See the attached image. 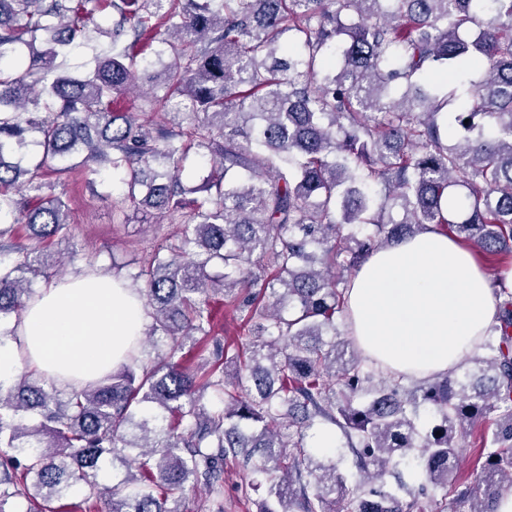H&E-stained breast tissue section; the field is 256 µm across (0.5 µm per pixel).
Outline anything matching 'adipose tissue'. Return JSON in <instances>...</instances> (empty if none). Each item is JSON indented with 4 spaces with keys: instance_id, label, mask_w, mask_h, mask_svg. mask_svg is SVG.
Listing matches in <instances>:
<instances>
[{
    "instance_id": "adipose-tissue-1",
    "label": "adipose tissue",
    "mask_w": 512,
    "mask_h": 512,
    "mask_svg": "<svg viewBox=\"0 0 512 512\" xmlns=\"http://www.w3.org/2000/svg\"><path fill=\"white\" fill-rule=\"evenodd\" d=\"M349 335L362 357L394 375L452 370L498 314L487 274L454 237L427 229L375 250L345 294ZM149 326L136 289L100 269L39 289L15 339L0 344V375L19 365L68 390L125 360Z\"/></svg>"
}]
</instances>
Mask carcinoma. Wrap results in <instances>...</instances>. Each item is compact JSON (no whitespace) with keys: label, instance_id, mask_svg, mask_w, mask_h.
I'll use <instances>...</instances> for the list:
<instances>
[{"label":"carcinoma","instance_id":"obj_1","mask_svg":"<svg viewBox=\"0 0 512 512\" xmlns=\"http://www.w3.org/2000/svg\"><path fill=\"white\" fill-rule=\"evenodd\" d=\"M106 8L107 44L90 70H70ZM140 80L152 112L189 100L173 113L188 129L156 137L112 109ZM31 131L38 161L6 160ZM192 147L212 160L199 185L181 181ZM105 164L128 175L116 212L136 200L165 218L203 197L178 247L136 276L148 345L65 393L34 373L0 378V512H57L76 490L109 512H180L200 484L208 512H224V464L239 460L252 475L242 497L265 488L258 512H494L512 492L504 278L485 353L410 386L375 379L336 329L376 248L431 226L512 254V0H0V224L21 212L13 188L35 203L26 242L0 248V325L20 322L27 275L70 224L46 173ZM215 285L252 339L192 368L174 357L209 336L202 295ZM160 342L169 354L154 357ZM317 424L355 456L354 484L310 454ZM473 435L484 461L458 489ZM448 486L450 499L429 493Z\"/></svg>","mask_w":512,"mask_h":512}]
</instances>
